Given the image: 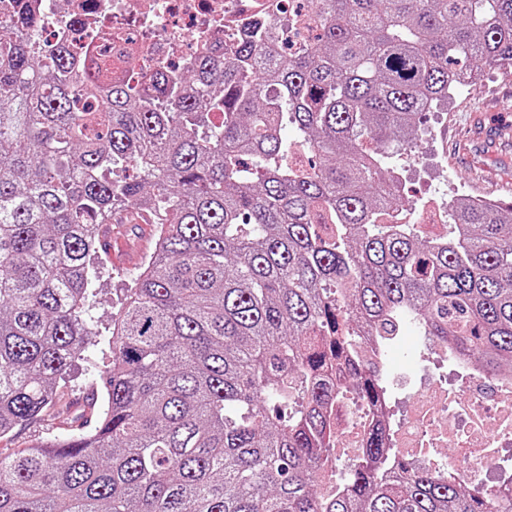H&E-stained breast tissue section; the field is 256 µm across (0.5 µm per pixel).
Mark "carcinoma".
<instances>
[{
  "instance_id": "cac0c4a2",
  "label": "carcinoma",
  "mask_w": 512,
  "mask_h": 512,
  "mask_svg": "<svg viewBox=\"0 0 512 512\" xmlns=\"http://www.w3.org/2000/svg\"><path fill=\"white\" fill-rule=\"evenodd\" d=\"M305 2L298 50L255 24L139 87L105 49H35L25 0L0 20V436L56 407L100 335L97 226L158 228L94 426L0 455V512H512V486L388 460L378 429L344 489L318 490L333 366L381 397L356 332L411 311L512 366V206L462 204L445 237L381 223L401 200L384 147L412 148L459 79L512 71V0Z\"/></svg>"
}]
</instances>
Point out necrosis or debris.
<instances>
[{"instance_id": "obj_1", "label": "necrosis or debris", "mask_w": 512, "mask_h": 512, "mask_svg": "<svg viewBox=\"0 0 512 512\" xmlns=\"http://www.w3.org/2000/svg\"><path fill=\"white\" fill-rule=\"evenodd\" d=\"M41 19L40 45L66 41L85 55L110 48L125 59L131 83H142L159 66L178 69L211 47L228 49L248 24L265 19L288 24V36L299 43L306 29L293 25L287 0H29ZM447 197L432 195L418 208L388 212L390 224L448 222ZM360 360L372 374H385L398 394L404 416L386 415L383 429L393 454L424 467L441 464L462 470L471 487L497 489L488 471L490 462L512 465V376L479 370L462 356H449L447 346L431 337L421 339L427 356L413 367L386 372L387 358L380 336L359 339ZM337 398L331 406L334 445L325 449L320 471L323 496L342 487L336 455L358 456L376 419L374 406L352 395L342 374L331 377ZM451 448L435 457L434 449Z\"/></svg>"}]
</instances>
